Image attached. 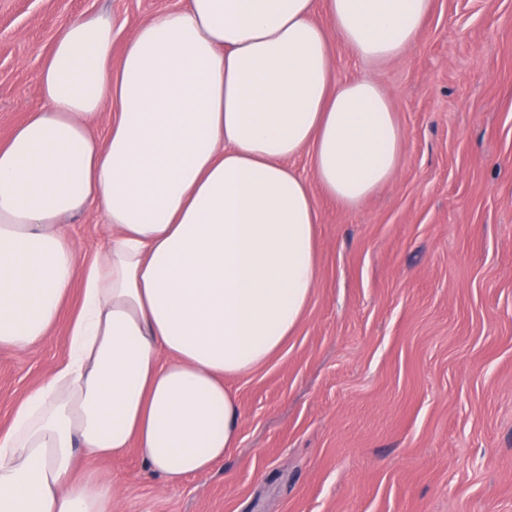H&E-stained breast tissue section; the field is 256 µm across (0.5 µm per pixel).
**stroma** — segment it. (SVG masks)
I'll return each mask as SVG.
<instances>
[{
	"label": "stroma",
	"instance_id": "stroma-1",
	"mask_svg": "<svg viewBox=\"0 0 512 512\" xmlns=\"http://www.w3.org/2000/svg\"><path fill=\"white\" fill-rule=\"evenodd\" d=\"M181 0H0V140L40 104L58 31L121 33ZM338 79L389 94L405 133L388 186L355 206L314 188L319 280L292 336L228 379L239 442L171 488L136 449L98 460L113 512H512V0H434L414 45ZM62 231L106 244L94 208ZM81 284L46 341L0 347V434L66 357Z\"/></svg>",
	"mask_w": 512,
	"mask_h": 512
}]
</instances>
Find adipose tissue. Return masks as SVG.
I'll use <instances>...</instances> for the list:
<instances>
[{
    "instance_id": "obj_1",
    "label": "adipose tissue",
    "mask_w": 512,
    "mask_h": 512,
    "mask_svg": "<svg viewBox=\"0 0 512 512\" xmlns=\"http://www.w3.org/2000/svg\"><path fill=\"white\" fill-rule=\"evenodd\" d=\"M323 5L329 26L313 21ZM433 0H184L132 30L77 18L38 75L42 105L0 145V346L44 341L76 281L66 358L0 437V512H112L78 459L136 448L168 486L239 440L226 379L265 364L317 285L312 185L346 205L387 185L405 135L372 62L417 40ZM110 112L106 138L93 122ZM311 157V178L289 162ZM108 245L59 226L89 208ZM103 214L90 208L62 224L61 229L80 261H90L106 244L108 231Z\"/></svg>"
}]
</instances>
